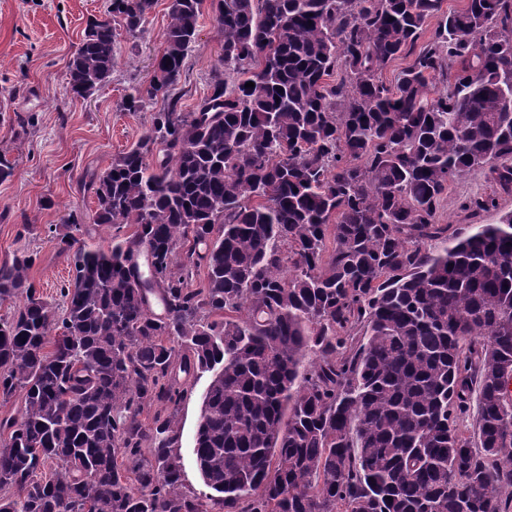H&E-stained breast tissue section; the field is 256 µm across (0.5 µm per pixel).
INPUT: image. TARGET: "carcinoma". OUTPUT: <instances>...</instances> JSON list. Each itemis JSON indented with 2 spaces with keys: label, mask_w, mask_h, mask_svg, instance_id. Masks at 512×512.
<instances>
[{
  "label": "carcinoma",
  "mask_w": 512,
  "mask_h": 512,
  "mask_svg": "<svg viewBox=\"0 0 512 512\" xmlns=\"http://www.w3.org/2000/svg\"><path fill=\"white\" fill-rule=\"evenodd\" d=\"M203 2L170 0L149 85L122 101L164 105L54 236L61 302L33 254L0 262V398H20L0 512H512V213L464 237L438 222L474 169L512 191V0H211L224 67L185 112ZM155 3L88 19L73 96ZM88 223L108 248L80 244ZM204 372L208 492L188 495L174 427Z\"/></svg>",
  "instance_id": "carcinoma-1"
}]
</instances>
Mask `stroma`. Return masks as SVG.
<instances>
[{"mask_svg": "<svg viewBox=\"0 0 512 512\" xmlns=\"http://www.w3.org/2000/svg\"><path fill=\"white\" fill-rule=\"evenodd\" d=\"M170 0H157L137 36L119 34L120 50L110 80L93 96L71 95L66 62L83 37L90 16L103 13L107 0H0V154L15 160L9 181L0 183V260L26 251L35 254L31 277L44 295L58 297L69 275L49 226H62L70 211L90 212L96 202L84 192L85 173L104 169L113 155L137 142L150 126V111L126 112L123 97L148 84L155 56L163 47ZM222 37L211 11L200 19L197 42L189 53L177 93L191 110L206 93L221 57ZM28 117L19 130L14 115ZM484 170L456 179L440 211L451 233L466 235L472 223H496L512 212V193H497L496 203L479 218L463 208L487 192ZM27 233H20L21 225ZM209 383L200 375L189 387L176 422L182 465V490L202 492L193 455L202 395Z\"/></svg>", "mask_w": 512, "mask_h": 512, "instance_id": "1", "label": "stroma"}]
</instances>
